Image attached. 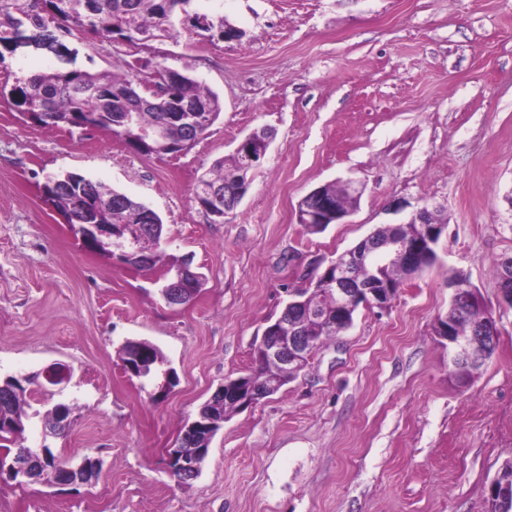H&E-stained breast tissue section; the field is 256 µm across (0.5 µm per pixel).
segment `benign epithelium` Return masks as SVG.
<instances>
[{"instance_id": "1", "label": "benign epithelium", "mask_w": 512, "mask_h": 512, "mask_svg": "<svg viewBox=\"0 0 512 512\" xmlns=\"http://www.w3.org/2000/svg\"><path fill=\"white\" fill-rule=\"evenodd\" d=\"M272 138L258 137L252 132L246 136L236 148V151L244 153L250 164L254 165L267 152ZM320 195V189L310 191L301 199L302 214L309 222L327 223L330 218H336L340 224L352 214V210H321L314 205V201ZM73 229L79 230L85 227L91 231L97 241L112 243V225L91 224L86 214L72 217ZM411 221H415L424 228V234L412 243H403L396 238L384 242H377L375 236L370 234L355 247L338 255L324 269L313 284V292L318 299L311 305L293 299L288 302V315L284 319L277 320L272 327L266 330L267 337L261 341L256 349V355L262 359H268L291 370H302L312 354L316 351L317 344L310 336H303L295 330L298 319L301 317L318 318L327 307L336 308L339 320L348 321V314L361 305H376L380 308L387 307L396 292L392 284L383 278H375L369 274L374 269L379 271L384 264L398 260L404 263L411 274L422 272L424 264L433 258L431 247L439 241L445 225L436 224L431 219V212L423 207L412 215ZM502 276L498 287L502 299L512 306V258L501 259ZM198 274L183 268L171 278V284L166 289L165 299L171 304H179L182 301L184 289L191 287ZM455 293L468 290L465 295L466 309L474 314V322L471 334L468 336L455 335L454 326L445 325L448 318H440L437 321L438 335L448 340V354L451 355L452 364L464 365L470 372L477 371L484 363L494 348L497 335V322L492 314L484 307L476 292L469 285H453ZM476 345L484 347L480 356L473 354ZM40 384L54 386V390H60L69 381L72 375L71 367L61 361H53L45 365L40 371ZM259 389L253 383L247 381V377H239L224 382L220 388L219 396L233 397L237 403L244 401L254 404L255 395ZM199 455L186 456L184 454L169 455L168 462H177V467L187 478H192L199 471ZM11 471L26 481H39L44 485L56 486L59 484V470L40 471L33 465L29 453L24 452L13 457L9 464Z\"/></svg>"}]
</instances>
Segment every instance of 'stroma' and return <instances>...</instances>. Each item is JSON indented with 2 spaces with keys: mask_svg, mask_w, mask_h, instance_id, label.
I'll return each mask as SVG.
<instances>
[{
  "mask_svg": "<svg viewBox=\"0 0 512 512\" xmlns=\"http://www.w3.org/2000/svg\"><path fill=\"white\" fill-rule=\"evenodd\" d=\"M241 39L211 43L175 24L121 61L75 34L78 66L126 73L152 59L218 93L219 119L192 149L139 154L112 132L32 123L0 99V377L53 361L74 369L59 400L31 397L26 444L97 459L89 486L0 480V512H486L512 460V307L494 275L512 255V0H201ZM273 140L223 221L194 202L198 178L251 132ZM77 172L145 202L166 256L207 276L192 302L84 247L41 192ZM354 180L348 221L313 233L309 191ZM437 211V262L384 309L360 307L278 393L232 413L201 474L166 466L187 422L248 372L287 294L386 224ZM465 277L499 329L465 385L435 331ZM129 339L155 344L177 385L161 400L124 372ZM66 436L44 437L55 402Z\"/></svg>",
  "mask_w": 512,
  "mask_h": 512,
  "instance_id": "35a3bbf8",
  "label": "stroma"
}]
</instances>
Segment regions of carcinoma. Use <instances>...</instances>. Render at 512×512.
I'll return each instance as SVG.
<instances>
[{
    "mask_svg": "<svg viewBox=\"0 0 512 512\" xmlns=\"http://www.w3.org/2000/svg\"><path fill=\"white\" fill-rule=\"evenodd\" d=\"M193 0H0V63L5 54L18 50V40L34 39L53 52L60 47L68 49L67 37L86 33L109 44L135 37L147 41L168 33L175 13L183 21L210 39H224V28L229 22L220 17L213 20L209 14L191 9ZM70 50V49H68ZM71 60L65 67L47 73H34L16 78L8 91L0 96L8 99L14 109L42 125L72 128L77 121H85L96 129L112 132L122 138L136 152L163 158L192 148L190 131L178 122L168 127L164 144L148 148L141 145L137 127L126 121L129 113H141V122L149 124L175 111L178 102L195 115L197 126L211 127L222 112L217 93L205 87L198 79L178 71L169 80L152 78L150 82L161 88L151 94L141 84L127 76L110 72H91L76 66L78 50H70ZM249 168L235 153L229 163L219 159L213 169L197 180L195 195L200 208L207 211L212 205L210 189L224 186L231 180L249 185ZM48 202L64 216L89 205L91 198L100 201L112 199V206L94 211V220L119 227L132 234L133 241L125 242V262L138 270H151L160 257L158 249L163 235L161 217L146 204L101 181L77 173L48 174L43 184ZM331 202L343 208L354 207L356 197L348 190L332 183L324 188ZM421 231L417 224L388 225L376 230L386 238L399 235L404 240L415 239ZM306 334L318 344L330 336L346 330L330 321L309 319L303 322ZM255 369L250 379L262 383L282 374V370L260 359H254ZM31 378L20 381L15 376L0 380V448L12 447L23 451L26 396ZM496 499L512 502V461L504 467L503 478L496 483Z\"/></svg>",
    "mask_w": 512,
    "mask_h": 512,
    "instance_id": "obj_1",
    "label": "carcinoma"
}]
</instances>
